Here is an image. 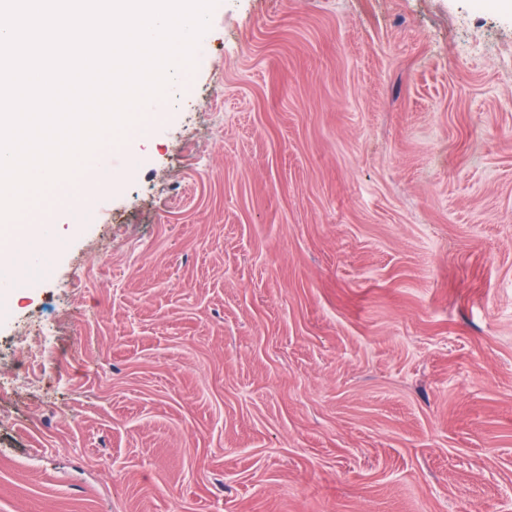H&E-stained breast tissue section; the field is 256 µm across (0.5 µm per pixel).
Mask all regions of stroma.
<instances>
[{"label": "stroma", "mask_w": 512, "mask_h": 512, "mask_svg": "<svg viewBox=\"0 0 512 512\" xmlns=\"http://www.w3.org/2000/svg\"><path fill=\"white\" fill-rule=\"evenodd\" d=\"M164 99L0 300V512H512V9L219 0ZM14 263L19 267L22 274L21 280H16L14 283L2 282V287L14 286L22 280H33L46 272L48 269V257L37 259L30 257L24 253L13 255Z\"/></svg>", "instance_id": "1"}]
</instances>
